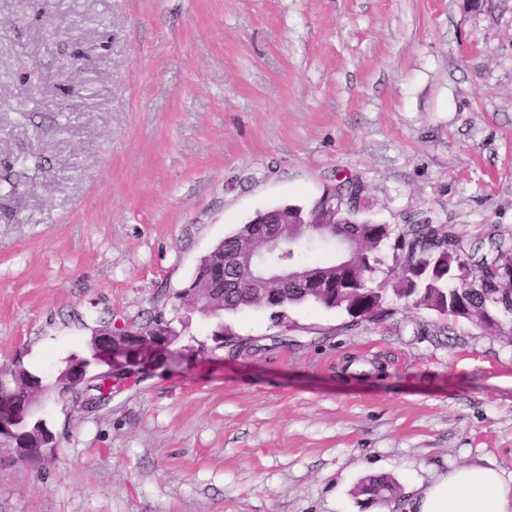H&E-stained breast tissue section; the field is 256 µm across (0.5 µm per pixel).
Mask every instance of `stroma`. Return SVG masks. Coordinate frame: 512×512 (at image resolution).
Listing matches in <instances>:
<instances>
[{
    "label": "stroma",
    "instance_id": "1",
    "mask_svg": "<svg viewBox=\"0 0 512 512\" xmlns=\"http://www.w3.org/2000/svg\"><path fill=\"white\" fill-rule=\"evenodd\" d=\"M364 218L512 233V0H0V370L54 382L100 316L180 320L199 259L338 180ZM192 317L206 349L0 438V512H369L512 479V336L388 296ZM358 492L375 503L391 498L396 492V486L385 476H370L360 483Z\"/></svg>",
    "mask_w": 512,
    "mask_h": 512
}]
</instances>
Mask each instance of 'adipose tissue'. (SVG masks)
Segmentation results:
<instances>
[{
    "instance_id": "obj_1",
    "label": "adipose tissue",
    "mask_w": 512,
    "mask_h": 512,
    "mask_svg": "<svg viewBox=\"0 0 512 512\" xmlns=\"http://www.w3.org/2000/svg\"><path fill=\"white\" fill-rule=\"evenodd\" d=\"M393 512H512V483L497 470L460 466L393 501Z\"/></svg>"
}]
</instances>
